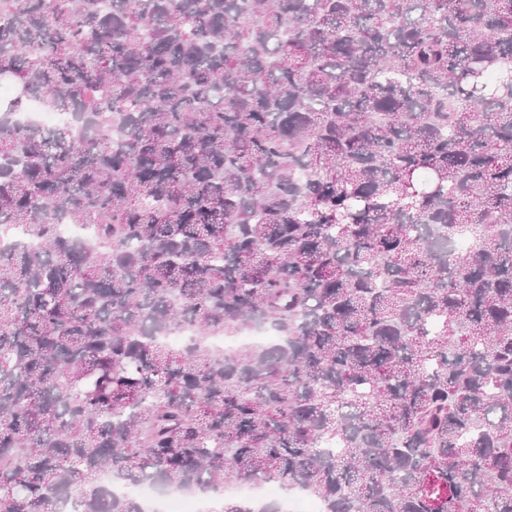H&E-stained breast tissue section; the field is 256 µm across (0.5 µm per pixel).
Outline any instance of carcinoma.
<instances>
[{"instance_id":"cac0c4a2","label":"carcinoma","mask_w":512,"mask_h":512,"mask_svg":"<svg viewBox=\"0 0 512 512\" xmlns=\"http://www.w3.org/2000/svg\"><path fill=\"white\" fill-rule=\"evenodd\" d=\"M2 86L0 512H512V0H8ZM22 123H34L43 126L65 124L67 117L60 112H40L36 105L30 107V112H22L18 116ZM159 511L162 512H203L206 505L203 501L186 496L176 495L158 503Z\"/></svg>"}]
</instances>
